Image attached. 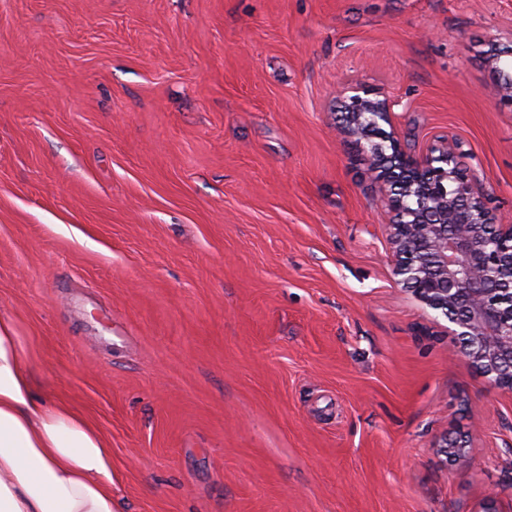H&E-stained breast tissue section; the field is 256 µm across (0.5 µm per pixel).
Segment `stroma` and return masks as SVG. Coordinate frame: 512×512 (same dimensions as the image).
Here are the masks:
<instances>
[{"label":"stroma","instance_id":"35a3bbf8","mask_svg":"<svg viewBox=\"0 0 512 512\" xmlns=\"http://www.w3.org/2000/svg\"><path fill=\"white\" fill-rule=\"evenodd\" d=\"M510 47L512 0H0V310L118 512H512V391L336 130L365 85L512 221Z\"/></svg>","mask_w":512,"mask_h":512}]
</instances>
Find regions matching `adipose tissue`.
<instances>
[{"mask_svg": "<svg viewBox=\"0 0 512 512\" xmlns=\"http://www.w3.org/2000/svg\"><path fill=\"white\" fill-rule=\"evenodd\" d=\"M30 359L14 316L0 310V512H115L106 441L38 393Z\"/></svg>", "mask_w": 512, "mask_h": 512, "instance_id": "adipose-tissue-1", "label": "adipose tissue"}]
</instances>
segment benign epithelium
Masks as SVG:
<instances>
[{
    "mask_svg": "<svg viewBox=\"0 0 512 512\" xmlns=\"http://www.w3.org/2000/svg\"><path fill=\"white\" fill-rule=\"evenodd\" d=\"M341 130L361 149L387 189L394 274L416 300L453 325L460 353L496 386L512 391V224L447 141L407 153L391 125V106L357 84L336 98Z\"/></svg>",
    "mask_w": 512,
    "mask_h": 512,
    "instance_id": "7a95c632",
    "label": "benign epithelium"
}]
</instances>
